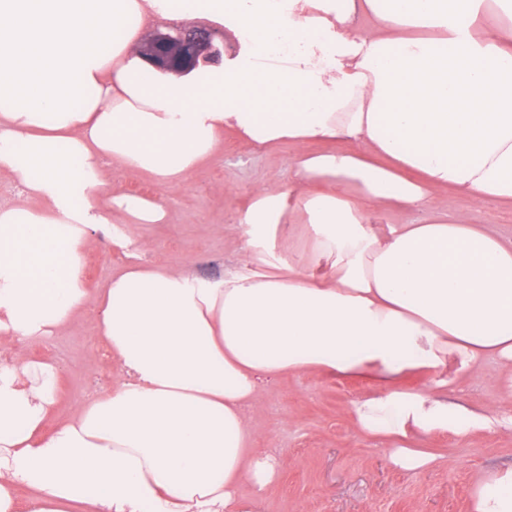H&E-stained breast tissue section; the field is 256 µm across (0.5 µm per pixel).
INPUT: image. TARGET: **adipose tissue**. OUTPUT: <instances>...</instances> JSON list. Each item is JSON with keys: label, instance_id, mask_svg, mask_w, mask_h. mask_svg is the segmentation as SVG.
Returning a JSON list of instances; mask_svg holds the SVG:
<instances>
[{"label": "adipose tissue", "instance_id": "1", "mask_svg": "<svg viewBox=\"0 0 512 512\" xmlns=\"http://www.w3.org/2000/svg\"><path fill=\"white\" fill-rule=\"evenodd\" d=\"M200 16L235 38L223 67L151 74L142 22ZM227 129L296 150L289 184L239 214L238 267L207 282L132 261L90 294L89 241L126 246V225L168 214L110 193L108 165L176 189ZM332 139L350 146L306 149ZM1 171L21 199L0 208V348L90 307L120 376L46 435L58 367L0 364V512L20 484L29 512H241L240 485L263 496L285 465L249 412L286 374L374 379L352 404L369 434L495 424L439 390L490 358L512 381V240L433 195L512 203V0H0ZM378 207L428 216L379 228ZM411 372L428 384L398 389ZM470 512H512V469L477 481Z\"/></svg>", "mask_w": 512, "mask_h": 512}]
</instances>
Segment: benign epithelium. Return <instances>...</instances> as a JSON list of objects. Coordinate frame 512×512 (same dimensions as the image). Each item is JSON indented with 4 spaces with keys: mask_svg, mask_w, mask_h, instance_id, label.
Here are the masks:
<instances>
[{
    "mask_svg": "<svg viewBox=\"0 0 512 512\" xmlns=\"http://www.w3.org/2000/svg\"><path fill=\"white\" fill-rule=\"evenodd\" d=\"M145 61L158 72L186 73L224 58V42L208 28L169 27L155 32L142 50Z\"/></svg>",
    "mask_w": 512,
    "mask_h": 512,
    "instance_id": "7a95c632",
    "label": "benign epithelium"
}]
</instances>
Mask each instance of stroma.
I'll return each instance as SVG.
<instances>
[{
    "instance_id": "35a3bbf8",
    "label": "stroma",
    "mask_w": 512,
    "mask_h": 512,
    "mask_svg": "<svg viewBox=\"0 0 512 512\" xmlns=\"http://www.w3.org/2000/svg\"><path fill=\"white\" fill-rule=\"evenodd\" d=\"M293 157L291 146L258 150L225 132L223 149L186 187L170 193L167 222L129 225L132 242L146 245L145 263L180 261L203 280L222 279L236 267L244 246L240 211L256 188L287 182ZM434 205L471 223L493 226L512 239V203L476 204L441 189L434 193ZM127 260V250L97 238L84 251L88 288H100ZM12 351L61 367V390L51 419L55 425L69 419L76 403L110 387L119 375L91 308L53 335L15 338ZM373 388L366 379L320 372L285 376L268 386L250 419L260 448L282 457L286 465L260 501H253L249 485L240 486L239 496L251 504V512H469L479 476L512 467V385L491 365L472 371L451 399L475 411L494 406L497 424L460 434L436 431L429 445L439 459L417 474L392 464L384 437L361 433L352 423L353 401Z\"/></svg>"
}]
</instances>
